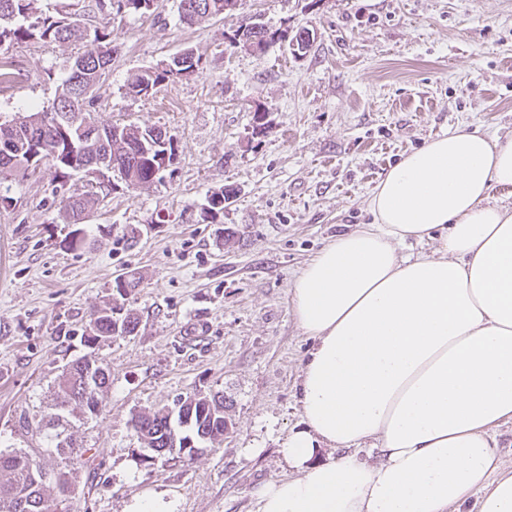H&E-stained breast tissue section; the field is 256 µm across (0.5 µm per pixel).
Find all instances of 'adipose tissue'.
I'll list each match as a JSON object with an SVG mask.
<instances>
[{
  "label": "adipose tissue",
  "mask_w": 512,
  "mask_h": 512,
  "mask_svg": "<svg viewBox=\"0 0 512 512\" xmlns=\"http://www.w3.org/2000/svg\"><path fill=\"white\" fill-rule=\"evenodd\" d=\"M511 186L512 136L443 133L385 172L371 223L294 280L291 312L314 341L304 426L256 512H512L494 436L512 422V208L494 196ZM424 239L431 253H400ZM323 445L339 458L317 460Z\"/></svg>",
  "instance_id": "ef3b65f1"
}]
</instances>
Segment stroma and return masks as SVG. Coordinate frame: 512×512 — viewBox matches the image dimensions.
Here are the masks:
<instances>
[{
	"instance_id": "1",
	"label": "stroma",
	"mask_w": 512,
	"mask_h": 512,
	"mask_svg": "<svg viewBox=\"0 0 512 512\" xmlns=\"http://www.w3.org/2000/svg\"><path fill=\"white\" fill-rule=\"evenodd\" d=\"M239 0L224 19L189 27L177 0L154 13H106L97 0H40L101 29L115 52L94 90L98 125L167 129L176 156L160 182L118 187L90 213L72 248L41 166L0 182V451L23 450L53 475L77 470L71 512H126L161 493L176 512H255L260 491L287 474L279 447L301 429L297 387L313 341L289 289L337 233L367 224L369 194L413 150L464 127L512 134V0ZM308 27L305 55L229 45L242 19ZM191 48L194 76L133 97L129 77ZM86 42L22 40L0 51V122L48 109ZM263 113L256 126L255 113ZM235 196L215 223L212 191ZM236 232L224 241V229ZM140 285L124 306L132 335L88 341L116 274ZM110 373L97 413L70 419L71 445L50 425L53 386L72 359ZM223 393L233 423L197 454L151 455L132 428L141 411Z\"/></svg>"
}]
</instances>
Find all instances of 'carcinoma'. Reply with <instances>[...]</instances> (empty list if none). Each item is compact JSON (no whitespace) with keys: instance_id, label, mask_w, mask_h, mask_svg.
Masks as SVG:
<instances>
[{"instance_id":"1","label":"carcinoma","mask_w":512,"mask_h":512,"mask_svg":"<svg viewBox=\"0 0 512 512\" xmlns=\"http://www.w3.org/2000/svg\"><path fill=\"white\" fill-rule=\"evenodd\" d=\"M37 0H0V48L25 39H50L68 43L76 39H90L92 48L76 57L67 78L57 91L51 108L32 112L8 123H0V175L26 174L33 168L47 164L54 169L58 197L69 223L77 224L98 203L111 194L112 183L89 188L81 193L70 192L68 179L80 169H95L93 162L108 158L112 171L120 174L128 188L149 186L161 178L154 167L156 154L174 152L175 136L155 126L123 125L119 138L112 136V127L84 128L85 122H94L86 105L92 103L95 86L106 76L112 57H99L107 34L94 30L90 35L79 20L64 15H50L39 11ZM155 0H116L117 10L144 14L151 10ZM238 0H179L180 21L188 26L202 21L224 18V11L236 9ZM234 36L252 39L264 48L278 42H289L300 50L310 46V40L301 38L300 32L288 36V30H271L257 18L241 22ZM171 69L158 64L134 74L127 83V93L138 96L148 89L172 80ZM160 144L155 153L141 152L138 144L142 134ZM234 189L222 187L212 193L219 202L203 212V219H215L224 211V203L232 199ZM123 281H114L117 295L124 296L136 288L140 280L127 271ZM116 306L101 309L91 322L95 337L113 336V311ZM109 384V374L103 365L89 368V360L80 357L66 365L55 390V410L52 421L59 423L70 414H93L90 405L99 404V393ZM194 404V414L187 429L199 443H213L229 429L224 397L195 394L187 398ZM133 427L149 449L163 451L183 433L182 416L175 408L144 411L132 419ZM0 512H70L69 505L60 506L46 487L45 473L23 451H0Z\"/></svg>"}]
</instances>
